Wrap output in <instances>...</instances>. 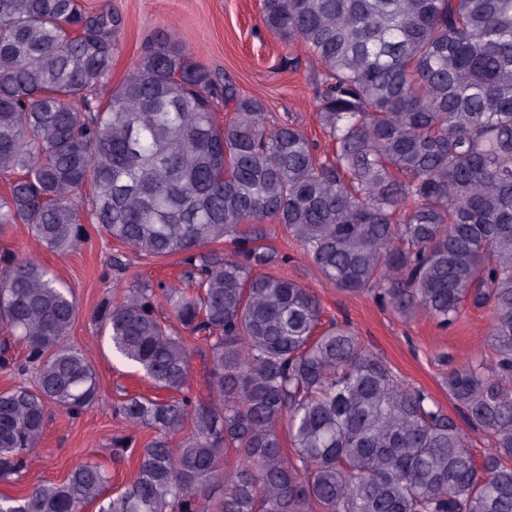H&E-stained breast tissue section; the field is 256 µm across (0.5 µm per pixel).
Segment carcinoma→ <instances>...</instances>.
<instances>
[{
  "label": "carcinoma",
  "instance_id": "cac0c4a2",
  "mask_svg": "<svg viewBox=\"0 0 512 512\" xmlns=\"http://www.w3.org/2000/svg\"><path fill=\"white\" fill-rule=\"evenodd\" d=\"M260 13L320 64L335 156L168 34L114 85L119 16L0 0V175L14 177L0 235L23 224L67 254L85 214L121 246L112 269L130 252L177 256L186 284H117L98 309L113 355L169 393L113 407L121 451L155 432L135 478L112 492L81 461L60 483L0 494V512H512V0H260ZM267 219L338 290L406 319L446 329L491 311L493 359L444 377L459 419L347 326L323 325L310 289L255 273L277 255L242 226ZM77 314L40 261L0 250V364L20 342L37 379L0 392V478L23 476L48 406L73 417L99 400L68 343ZM191 338L206 358L195 393ZM471 431L490 440L479 457Z\"/></svg>",
  "mask_w": 512,
  "mask_h": 512
}]
</instances>
